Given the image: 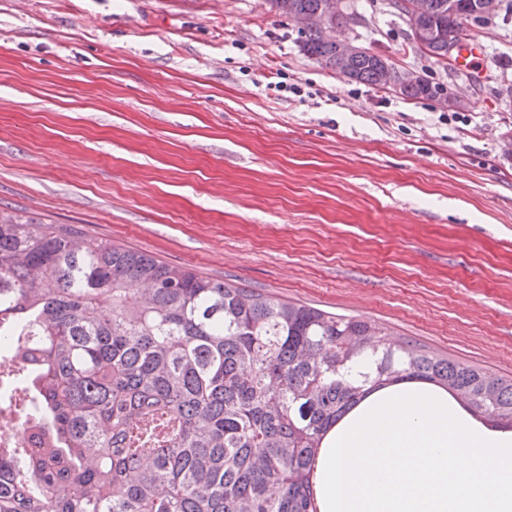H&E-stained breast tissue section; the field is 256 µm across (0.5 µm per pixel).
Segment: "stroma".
<instances>
[{
  "mask_svg": "<svg viewBox=\"0 0 512 512\" xmlns=\"http://www.w3.org/2000/svg\"><path fill=\"white\" fill-rule=\"evenodd\" d=\"M346 4L337 39L446 84L458 121L322 67L269 0H0V210L512 379V15L465 25L464 73L388 0Z\"/></svg>",
  "mask_w": 512,
  "mask_h": 512,
  "instance_id": "1",
  "label": "stroma"
}]
</instances>
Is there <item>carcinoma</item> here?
Listing matches in <instances>:
<instances>
[{"label":"carcinoma","mask_w":512,"mask_h":512,"mask_svg":"<svg viewBox=\"0 0 512 512\" xmlns=\"http://www.w3.org/2000/svg\"><path fill=\"white\" fill-rule=\"evenodd\" d=\"M281 15L324 0H269ZM423 24L462 37L482 0H419ZM305 55L386 88L390 61L347 62L299 30ZM415 52L448 61V43ZM450 88L403 86L435 101ZM37 404L24 468L0 447V512H318L324 436L372 391L446 389L512 429V380L338 315L170 267L64 224L0 211V344Z\"/></svg>","instance_id":"carcinoma-1"}]
</instances>
